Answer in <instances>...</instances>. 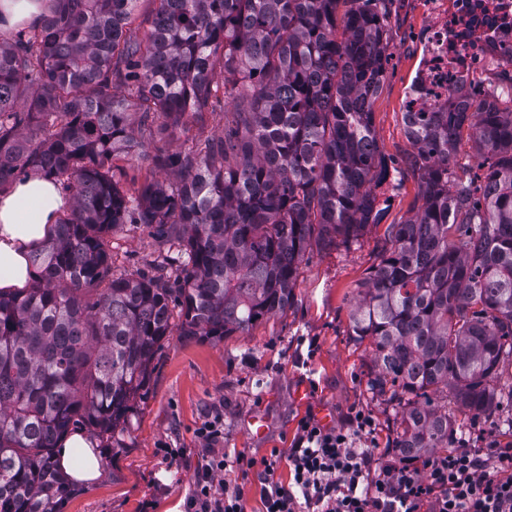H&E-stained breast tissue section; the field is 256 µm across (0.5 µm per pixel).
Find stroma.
<instances>
[{"mask_svg":"<svg viewBox=\"0 0 512 512\" xmlns=\"http://www.w3.org/2000/svg\"><path fill=\"white\" fill-rule=\"evenodd\" d=\"M389 58L373 106V128L389 175L376 188L379 223L362 236L332 249L306 253L299 269L294 302L285 314L259 321L249 334L214 343L197 337L173 336L164 341L154 360L148 393L136 401L128 424L113 443L96 441L101 475L75 484L62 512H182L190 494L201 444L195 430L217 407L224 410V449L259 459L272 450L288 454L299 421L328 410L331 426L345 429L351 408L369 411L376 424L374 446L385 458L391 439L389 423L396 409L374 397L370 382V347L351 334L350 313L370 268L389 248L388 225L405 222L417 199L420 172L404 125V101L419 67L421 32L432 22L425 0H381ZM224 132V99L216 96L192 121L188 132L146 128L123 161L122 183L136 194L146 170L140 156L157 148H190L193 143ZM118 275L149 270L167 247L149 227L126 224L110 237ZM307 388L310 402L295 393ZM457 436L480 446L491 434L512 442L504 416L477 417L449 407ZM265 424L256 433L254 417ZM177 448L173 459L164 449Z\"/></svg>","mask_w":512,"mask_h":512,"instance_id":"35a3bbf8","label":"stroma"}]
</instances>
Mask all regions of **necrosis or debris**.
<instances>
[{
  "label": "necrosis or debris",
  "instance_id": "4bbe7bcc",
  "mask_svg": "<svg viewBox=\"0 0 512 512\" xmlns=\"http://www.w3.org/2000/svg\"><path fill=\"white\" fill-rule=\"evenodd\" d=\"M435 17L405 109L447 108L458 88L487 58L512 67V0H430Z\"/></svg>",
  "mask_w": 512,
  "mask_h": 512
}]
</instances>
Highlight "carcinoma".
<instances>
[{"label": "carcinoma", "instance_id": "cac0c4a2", "mask_svg": "<svg viewBox=\"0 0 512 512\" xmlns=\"http://www.w3.org/2000/svg\"><path fill=\"white\" fill-rule=\"evenodd\" d=\"M38 2L0 36V189L35 175L74 203L31 257L30 287L0 290V512H60L55 449L70 426L111 440L165 339L219 342L284 314L305 254L375 223L387 176L371 112L388 51L378 0H355L340 25L338 0H157L141 39L137 0ZM219 91L224 134L144 156L129 195L114 161L142 128L184 127ZM404 123L415 212L388 226L351 331L369 340L372 389L401 408L391 448L410 460L452 442L433 395L500 411L488 382L512 369V108L462 97ZM465 128L493 159L477 200L448 186ZM123 224L168 245L155 273H112L108 235Z\"/></svg>", "mask_w": 512, "mask_h": 512}]
</instances>
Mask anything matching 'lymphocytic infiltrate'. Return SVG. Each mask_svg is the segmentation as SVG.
<instances>
[{
  "label": "lymphocytic infiltrate",
  "instance_id": "obj_1",
  "mask_svg": "<svg viewBox=\"0 0 512 512\" xmlns=\"http://www.w3.org/2000/svg\"><path fill=\"white\" fill-rule=\"evenodd\" d=\"M350 430L324 429L313 417L300 420L288 455L261 460L220 452L224 417L213 413L196 429L205 455L184 512H248L241 492L215 484L224 469L255 473L263 482L264 512H512V446L492 438L481 448L433 455L422 468L375 464L364 442L375 421L361 408L349 413ZM287 464L291 485L274 475Z\"/></svg>",
  "mask_w": 512,
  "mask_h": 512
}]
</instances>
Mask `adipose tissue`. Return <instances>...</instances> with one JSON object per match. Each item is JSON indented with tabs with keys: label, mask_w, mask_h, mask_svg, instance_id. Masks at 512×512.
<instances>
[{
	"label": "adipose tissue",
	"mask_w": 512,
	"mask_h": 512,
	"mask_svg": "<svg viewBox=\"0 0 512 512\" xmlns=\"http://www.w3.org/2000/svg\"><path fill=\"white\" fill-rule=\"evenodd\" d=\"M63 204L56 186L38 178L0 195V288L27 284L33 274L29 257L45 241ZM58 457L63 470L76 481H92L101 473L98 452L82 434L64 439Z\"/></svg>",
	"instance_id": "obj_1"
}]
</instances>
